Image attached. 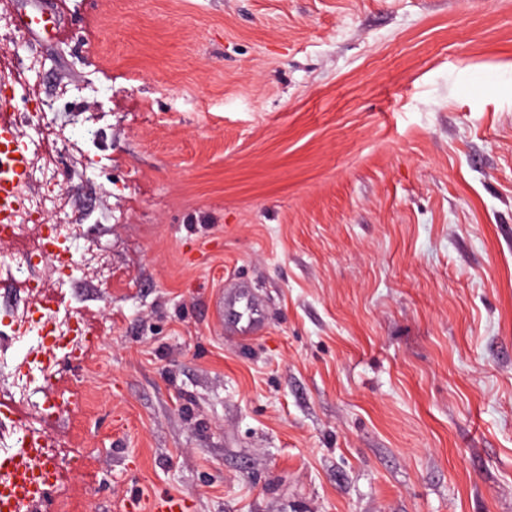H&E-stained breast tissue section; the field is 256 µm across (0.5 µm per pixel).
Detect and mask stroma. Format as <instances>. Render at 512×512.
<instances>
[{
	"mask_svg": "<svg viewBox=\"0 0 512 512\" xmlns=\"http://www.w3.org/2000/svg\"><path fill=\"white\" fill-rule=\"evenodd\" d=\"M51 2L98 248V342L34 392L60 512H512V0ZM231 307L242 324L237 326V331L245 334L249 328L262 319L261 309L255 305L244 291L234 298ZM238 308L239 310H236ZM187 499L184 497H173L161 495L148 505H143L139 501H130L126 505V511H150V512H188Z\"/></svg>",
	"mask_w": 512,
	"mask_h": 512,
	"instance_id": "stroma-1",
	"label": "stroma"
}]
</instances>
